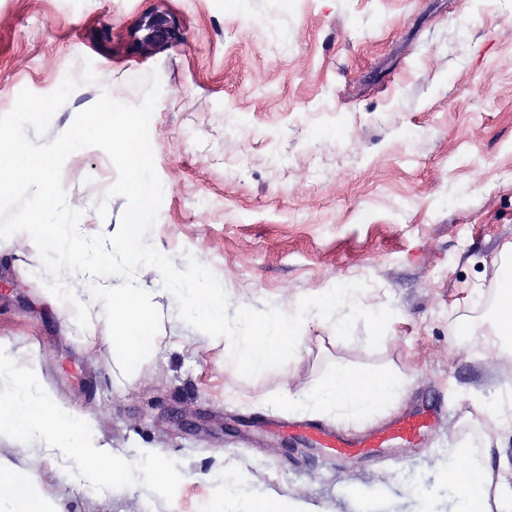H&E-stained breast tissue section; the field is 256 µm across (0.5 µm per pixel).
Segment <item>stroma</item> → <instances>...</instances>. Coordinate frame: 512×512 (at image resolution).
Returning a JSON list of instances; mask_svg holds the SVG:
<instances>
[{"instance_id":"35a3bbf8","label":"stroma","mask_w":512,"mask_h":512,"mask_svg":"<svg viewBox=\"0 0 512 512\" xmlns=\"http://www.w3.org/2000/svg\"><path fill=\"white\" fill-rule=\"evenodd\" d=\"M87 58L97 82L72 93L45 138L101 92L138 104L158 71L149 135L163 199L147 241L177 268L192 253L231 307L258 310L293 311L361 281L357 302L394 316L373 350L364 324L343 341L308 315L301 359L245 379L145 267L137 282L169 344L127 376L101 302L88 301L79 328L16 234L0 242V352L36 363L43 391L133 480L90 481L22 435L0 436V463L33 472L52 512H241L248 495L313 512H422L427 501L448 512L437 466L467 397L512 382L511 364L452 332L489 318L477 290L512 260L501 252L512 242V0H0V115L22 89L46 95L81 76ZM116 179L99 149L66 160L82 233L117 230L125 200L105 196ZM339 362L407 376L393 416L427 413L428 426L370 455L288 438L277 428L295 418L287 389ZM150 448L178 482H156Z\"/></svg>"}]
</instances>
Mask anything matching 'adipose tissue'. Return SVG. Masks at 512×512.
<instances>
[{"label": "adipose tissue", "mask_w": 512, "mask_h": 512, "mask_svg": "<svg viewBox=\"0 0 512 512\" xmlns=\"http://www.w3.org/2000/svg\"><path fill=\"white\" fill-rule=\"evenodd\" d=\"M490 295L492 317L488 324L465 319L458 323L455 335L469 345L495 349L501 359L511 363L512 290L495 287ZM10 372L23 390L0 391V434L39 435L60 455L77 459L88 476L111 482L129 480L126 464L95 446L84 418L56 405L39 390L31 364H11ZM408 384L407 377L389 370L340 363L312 388L289 395L288 408L346 424L370 422L397 409ZM460 424L479 433L482 446L476 453L458 448L454 465L439 466V482L452 491L451 512H512V485L493 475L497 467L512 471V459L495 447L486 433L490 426L512 431V387L502 389L494 403L475 401ZM493 459L498 462L494 468L489 465ZM0 498L10 502L11 512H48L33 475L16 474L1 464Z\"/></svg>", "instance_id": "obj_1"}]
</instances>
